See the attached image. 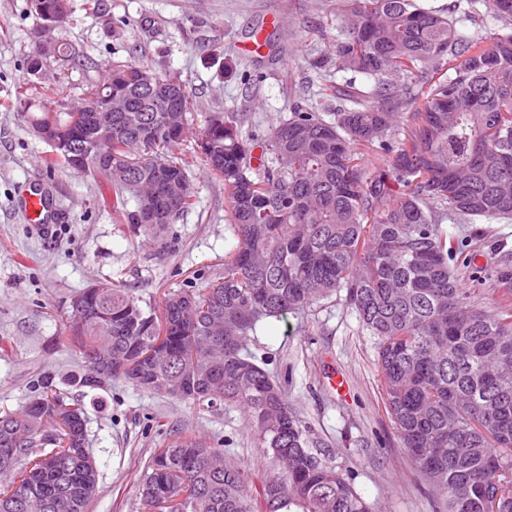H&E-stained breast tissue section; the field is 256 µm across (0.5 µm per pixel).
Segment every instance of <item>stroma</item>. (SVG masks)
I'll return each instance as SVG.
<instances>
[{"mask_svg":"<svg viewBox=\"0 0 512 512\" xmlns=\"http://www.w3.org/2000/svg\"><path fill=\"white\" fill-rule=\"evenodd\" d=\"M28 0H0V409L17 411L34 397L46 375L67 382L88 361L64 337L73 298L102 280L159 304L165 289L203 287L224 268L236 243L224 185L199 167L190 172L195 206L168 225L164 241L144 245L121 214L99 201L97 177L62 165L47 167L50 147L14 105L16 86L27 79V58L36 48L38 21ZM52 38L71 43L85 59L72 73V96L88 78L113 63L136 61L156 70L179 71L196 108L189 130L210 112L238 120L244 133L263 136L287 117L299 97H317L323 79L342 83L347 72L332 61L339 34L330 0H101L86 13L82 0ZM127 26L113 35L112 21ZM264 41L246 52L248 41ZM326 60L325 74L313 60ZM52 187L49 229L26 218L23 193ZM453 247L448 268L461 288L496 313L507 294L499 281L512 271V222L480 219L440 225ZM250 351L274 373H287L288 400L320 447L378 512H434L438 494L401 448L376 370L373 338L362 329L343 296L302 314L258 326ZM349 391L338 395L331 375ZM88 415V442L100 473V493L90 512H143L140 476L155 449L185 434L224 451L246 483L280 475L258 445L242 409L217 411L161 398L113 380L83 393L69 385Z\"/></svg>","mask_w":512,"mask_h":512,"instance_id":"1","label":"stroma"}]
</instances>
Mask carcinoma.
Returning <instances> with one entry per match:
<instances>
[{
    "instance_id": "cac0c4a2",
    "label": "carcinoma",
    "mask_w": 512,
    "mask_h": 512,
    "mask_svg": "<svg viewBox=\"0 0 512 512\" xmlns=\"http://www.w3.org/2000/svg\"><path fill=\"white\" fill-rule=\"evenodd\" d=\"M468 3L467 17L497 23L486 45L420 0H336V69L361 83L327 84L255 144L218 111L195 136L191 161L224 182L230 206L236 244L224 274L164 294L159 310L109 284L81 292L68 340L89 367L67 385L97 390L122 378L201 408L236 404L260 447L288 457L282 477L250 488L219 449L184 436L143 472L144 512H375L333 453L309 438L288 380L248 352L258 324L342 290L375 340L400 446L441 493L444 512H512V464L500 453L512 448V304L489 314L459 287L439 228L446 214L461 224L512 220V0ZM30 12L56 26L69 0H30ZM49 58L63 92L77 54L56 40L28 58V75ZM109 88L128 113L106 139L69 129L68 112H33L32 79L15 98L35 132L67 130L52 145L59 162L71 166L81 146L84 172L101 177L100 201L116 208L131 195V232L157 239L194 205L191 161L158 151L181 143L170 121L188 120L195 104L178 72L136 63L114 66L84 94ZM405 113L414 128L399 141ZM361 148L389 154L386 166L370 172ZM145 181L182 184L179 197L160 203L165 224L139 220ZM99 492L86 409L48 375L24 408L0 412V512H89Z\"/></svg>"
}]
</instances>
